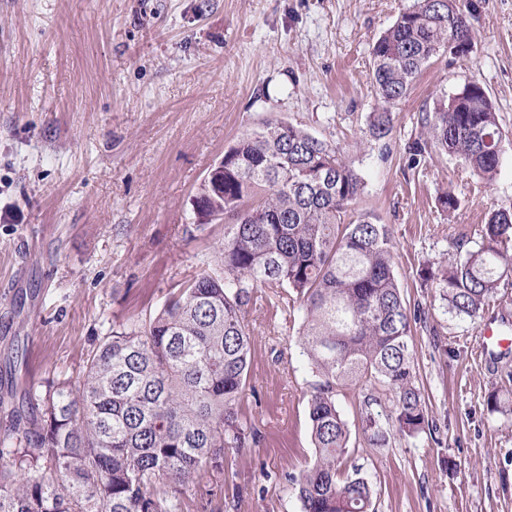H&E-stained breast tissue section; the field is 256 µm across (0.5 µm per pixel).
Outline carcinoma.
<instances>
[{
	"mask_svg": "<svg viewBox=\"0 0 512 512\" xmlns=\"http://www.w3.org/2000/svg\"><path fill=\"white\" fill-rule=\"evenodd\" d=\"M477 0H413L375 41L372 76L382 111L368 135L391 132V105L450 41L472 43ZM410 159L435 146L490 182L503 157L496 106L476 79L422 119ZM362 180L339 149L290 122L269 118L224 151L193 199L197 236L224 221L214 267L192 277L148 320L112 330L82 377L48 386L40 417L13 416L0 448V512H182L184 487L224 472V452L259 442L239 416L251 361L245 315L266 299L296 312L297 341L317 380L308 399L313 463L290 479L303 512H374L373 488L342 472L350 433L336 389L380 386L360 401L362 433L389 444L386 424L414 437L433 430L418 382L413 324L394 274L392 231L354 212ZM438 209L453 215L448 189ZM477 248L439 280L448 308L480 317L512 279V206L474 227Z\"/></svg>",
	"mask_w": 512,
	"mask_h": 512,
	"instance_id": "1",
	"label": "carcinoma"
}]
</instances>
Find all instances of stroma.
Returning a JSON list of instances; mask_svg holds the SVG:
<instances>
[{
  "label": "stroma",
  "instance_id": "1",
  "mask_svg": "<svg viewBox=\"0 0 512 512\" xmlns=\"http://www.w3.org/2000/svg\"><path fill=\"white\" fill-rule=\"evenodd\" d=\"M410 2L0 0V437L25 390L78 377L113 328L206 269L224 224L188 238L192 200L228 146L276 117L342 148L358 212L391 226L403 297L425 312L413 343L434 433L373 447L360 389H341L342 471L368 479L375 512H512V351H483L480 321L437 290L473 225L512 205V0H478L470 53L432 58L374 141L372 45ZM471 78L507 135L489 184L444 153H407L423 112ZM447 189L451 217L435 206ZM246 319L238 409L261 442L187 486L185 512H302L289 478L314 459L315 377L289 317L261 304Z\"/></svg>",
  "mask_w": 512,
  "mask_h": 512
}]
</instances>
